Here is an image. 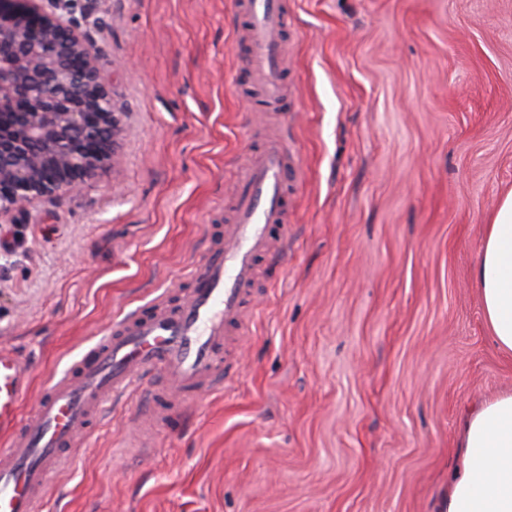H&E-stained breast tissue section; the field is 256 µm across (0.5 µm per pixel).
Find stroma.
Returning a JSON list of instances; mask_svg holds the SVG:
<instances>
[{"label":"stroma","instance_id":"35a3bbf8","mask_svg":"<svg viewBox=\"0 0 512 512\" xmlns=\"http://www.w3.org/2000/svg\"><path fill=\"white\" fill-rule=\"evenodd\" d=\"M117 167L19 213L0 347L40 392L113 318L178 301L239 178L288 133V253L230 385L137 445L95 422L45 512H441L458 423L512 391L473 281L512 191V0H288L286 101L255 109L238 0H76Z\"/></svg>","mask_w":512,"mask_h":512}]
</instances>
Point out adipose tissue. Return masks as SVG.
<instances>
[{
    "instance_id": "obj_1",
    "label": "adipose tissue",
    "mask_w": 512,
    "mask_h": 512,
    "mask_svg": "<svg viewBox=\"0 0 512 512\" xmlns=\"http://www.w3.org/2000/svg\"><path fill=\"white\" fill-rule=\"evenodd\" d=\"M473 279L495 343L512 353V192L486 228ZM458 446L444 512H512V393L466 416Z\"/></svg>"
}]
</instances>
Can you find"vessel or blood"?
I'll list each match as a JSON object with an SVG mask.
<instances>
[{
    "label": "vessel or blood",
    "mask_w": 512,
    "mask_h": 512,
    "mask_svg": "<svg viewBox=\"0 0 512 512\" xmlns=\"http://www.w3.org/2000/svg\"><path fill=\"white\" fill-rule=\"evenodd\" d=\"M249 22V69L261 106L284 98V0H242ZM298 169L282 138L266 140L235 190L224 245L193 264L191 288L175 306L156 298L149 313L115 322L106 336L51 380L30 413L21 401L29 371L0 349V512H44L55 476L80 448L94 420L130 390L146 403L136 430L150 437L205 387L231 380L226 342L247 328L260 258H276L288 241L286 191Z\"/></svg>",
    "instance_id": "obj_1"
}]
</instances>
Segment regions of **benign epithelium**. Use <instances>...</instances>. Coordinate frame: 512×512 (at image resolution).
Wrapping results in <instances>:
<instances>
[{
	"label": "benign epithelium",
	"instance_id": "obj_1",
	"mask_svg": "<svg viewBox=\"0 0 512 512\" xmlns=\"http://www.w3.org/2000/svg\"><path fill=\"white\" fill-rule=\"evenodd\" d=\"M74 0H0V223L115 164L119 121Z\"/></svg>",
	"mask_w": 512,
	"mask_h": 512
}]
</instances>
